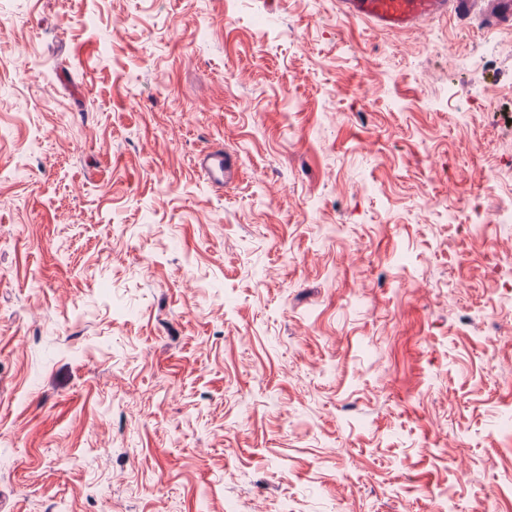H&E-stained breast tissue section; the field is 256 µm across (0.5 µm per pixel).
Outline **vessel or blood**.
Wrapping results in <instances>:
<instances>
[{
    "label": "vessel or blood",
    "mask_w": 512,
    "mask_h": 512,
    "mask_svg": "<svg viewBox=\"0 0 512 512\" xmlns=\"http://www.w3.org/2000/svg\"><path fill=\"white\" fill-rule=\"evenodd\" d=\"M336 9L347 19L367 22L387 33L448 15L460 21L476 16L484 27L512 29V0H336ZM198 167L220 186L235 176L238 161L223 148L212 147L199 153Z\"/></svg>",
    "instance_id": "obj_1"
}]
</instances>
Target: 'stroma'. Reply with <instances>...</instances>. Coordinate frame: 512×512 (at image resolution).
Returning a JSON list of instances; mask_svg holds the SVG:
<instances>
[{
    "label": "stroma",
    "mask_w": 512,
    "mask_h": 512,
    "mask_svg": "<svg viewBox=\"0 0 512 512\" xmlns=\"http://www.w3.org/2000/svg\"><path fill=\"white\" fill-rule=\"evenodd\" d=\"M511 199L512 30L0 0V512H512ZM198 168L212 184L223 188L224 181L235 176L238 161L233 155L224 153V148L212 147L199 153Z\"/></svg>",
    "instance_id": "1"
}]
</instances>
